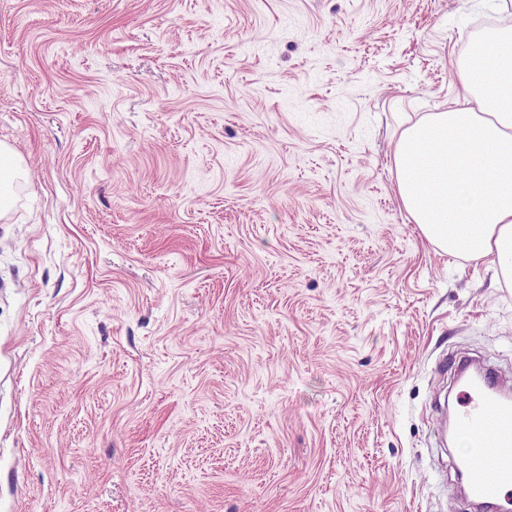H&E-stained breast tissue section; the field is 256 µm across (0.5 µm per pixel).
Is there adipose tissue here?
I'll return each mask as SVG.
<instances>
[{
	"label": "adipose tissue",
	"instance_id": "obj_1",
	"mask_svg": "<svg viewBox=\"0 0 512 512\" xmlns=\"http://www.w3.org/2000/svg\"><path fill=\"white\" fill-rule=\"evenodd\" d=\"M448 109L404 130L392 161L401 207L442 254L512 281V16L452 64Z\"/></svg>",
	"mask_w": 512,
	"mask_h": 512
}]
</instances>
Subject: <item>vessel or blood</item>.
Masks as SVG:
<instances>
[{
  "label": "vessel or blood",
  "instance_id": "obj_1",
  "mask_svg": "<svg viewBox=\"0 0 512 512\" xmlns=\"http://www.w3.org/2000/svg\"><path fill=\"white\" fill-rule=\"evenodd\" d=\"M461 395L455 427L470 446L461 462L469 492L476 499H500L512 486V402L496 398L484 384H463Z\"/></svg>",
  "mask_w": 512,
  "mask_h": 512
}]
</instances>
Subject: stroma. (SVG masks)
Returning a JSON list of instances; mask_svg holds the SVG:
<instances>
[{
    "label": "stroma",
    "instance_id": "obj_1",
    "mask_svg": "<svg viewBox=\"0 0 512 512\" xmlns=\"http://www.w3.org/2000/svg\"><path fill=\"white\" fill-rule=\"evenodd\" d=\"M482 0H0V512H467L512 283L410 224ZM0 159H1V207H0V217H2L3 212L8 208L7 202V193L11 187L12 180L15 178L22 177L24 170L21 166V163L10 153V151L0 145ZM7 165L10 173L11 180L6 181L3 177V167Z\"/></svg>",
    "mask_w": 512,
    "mask_h": 512
}]
</instances>
